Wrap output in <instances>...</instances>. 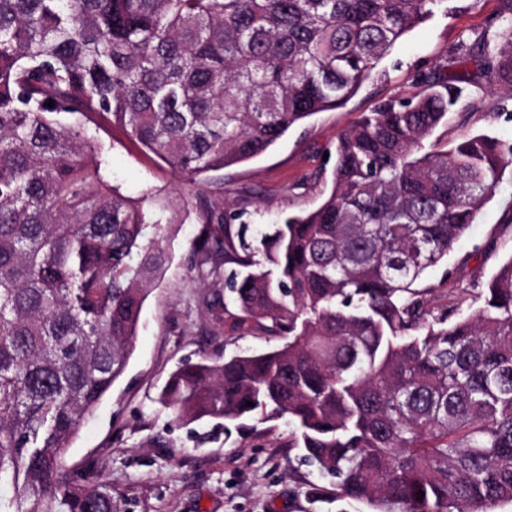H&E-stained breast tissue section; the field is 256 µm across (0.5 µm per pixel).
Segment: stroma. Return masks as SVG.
<instances>
[{"label": "stroma", "instance_id": "1", "mask_svg": "<svg viewBox=\"0 0 512 512\" xmlns=\"http://www.w3.org/2000/svg\"><path fill=\"white\" fill-rule=\"evenodd\" d=\"M501 0H448L410 31L381 62L377 73L343 108L319 113L288 130L261 156L210 175L218 190L213 206L231 201L246 224H280L316 207L329 191L339 133L365 112L391 98H410L423 89L419 77L444 72L459 38L495 42L492 20ZM457 110L432 134L446 147L477 133L512 138V93L475 73ZM112 180L123 193L179 190L181 179L168 165L133 145L116 128L100 131ZM201 230L196 212L172 226L163 246V277L149 292L141 313L134 352L124 375L86 421L65 458L112 492L115 512H370L366 503L317 500L314 487L329 485L288 440L287 419L251 422L248 430L227 431L203 421L173 420L154 397L178 366L203 357L219 358L273 346L272 338L216 321L208 302L224 282L191 271L187 262ZM512 257V170L446 265L428 270L420 288L444 303L451 288H473Z\"/></svg>", "mask_w": 512, "mask_h": 512}]
</instances>
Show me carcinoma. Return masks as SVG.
Here are the masks:
<instances>
[{
    "instance_id": "cac0c4a2",
    "label": "carcinoma",
    "mask_w": 512,
    "mask_h": 512,
    "mask_svg": "<svg viewBox=\"0 0 512 512\" xmlns=\"http://www.w3.org/2000/svg\"><path fill=\"white\" fill-rule=\"evenodd\" d=\"M444 2L0 0V512H114L64 458L124 374L183 223V197L113 183L91 117L182 177L206 233L190 268L224 276L235 328L280 340L178 367L157 397L175 421L286 417L288 447L335 479L313 495L373 512L512 502V257L441 306L415 287L512 169L511 139L424 146L468 66L512 90V0L494 47L459 41L422 94L340 134L316 208L266 230L200 192L343 107Z\"/></svg>"
}]
</instances>
